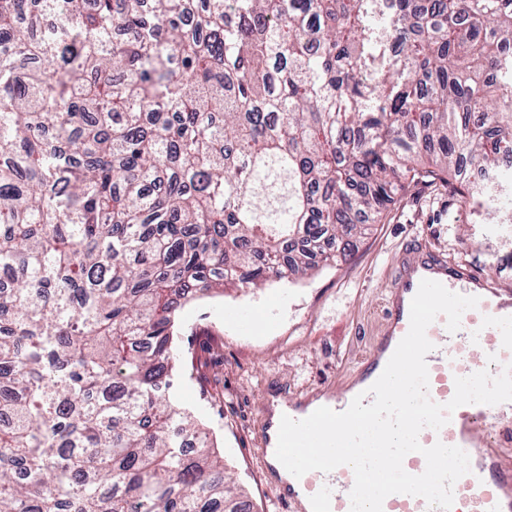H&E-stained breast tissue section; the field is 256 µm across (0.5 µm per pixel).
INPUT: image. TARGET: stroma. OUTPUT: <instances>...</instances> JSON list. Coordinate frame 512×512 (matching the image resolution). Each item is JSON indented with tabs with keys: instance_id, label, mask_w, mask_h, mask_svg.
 Returning a JSON list of instances; mask_svg holds the SVG:
<instances>
[{
	"instance_id": "35a3bbf8",
	"label": "stroma",
	"mask_w": 512,
	"mask_h": 512,
	"mask_svg": "<svg viewBox=\"0 0 512 512\" xmlns=\"http://www.w3.org/2000/svg\"><path fill=\"white\" fill-rule=\"evenodd\" d=\"M499 184L504 205L478 214L454 194L448 175L420 179L334 262L290 283L217 290L181 309L174 341L183 365L172 391L210 429L250 512H285L259 462L265 382H287L289 397L302 404L358 383L385 331L392 271L406 249L429 247L512 293V223L501 221L512 211V169ZM234 308L256 310L264 321L243 329L229 315Z\"/></svg>"
}]
</instances>
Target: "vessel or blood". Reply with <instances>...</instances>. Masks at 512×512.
<instances>
[{
  "mask_svg": "<svg viewBox=\"0 0 512 512\" xmlns=\"http://www.w3.org/2000/svg\"><path fill=\"white\" fill-rule=\"evenodd\" d=\"M431 279L448 290L479 299L467 310L457 331H449L445 317H437L426 335L434 348L426 355L428 395L444 404L455 392L456 378L481 370L500 374L512 364V301L485 285H474L452 275L440 255L415 248L407 251L395 276V291L386 313V329L369 362L360 390H367L381 375L398 343L410 326V304L421 280ZM498 420L494 406L466 404L458 407L440 430L423 429L421 445L435 443L457 446L470 458V471L453 486L452 512H512V453L477 443L479 429H493ZM279 424L266 419L260 436L261 465L279 501L293 512H350L354 472L342 465L331 472L311 471L301 484L282 478V465L275 456ZM383 512H433L420 497L393 494L383 502Z\"/></svg>",
  "mask_w": 512,
  "mask_h": 512,
  "instance_id": "vessel-or-blood-1",
  "label": "vessel or blood"
}]
</instances>
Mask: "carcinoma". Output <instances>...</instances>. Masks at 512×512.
<instances>
[{
  "mask_svg": "<svg viewBox=\"0 0 512 512\" xmlns=\"http://www.w3.org/2000/svg\"><path fill=\"white\" fill-rule=\"evenodd\" d=\"M506 156L512 0H0V512H245L183 304Z\"/></svg>",
  "mask_w": 512,
  "mask_h": 512,
  "instance_id": "cac0c4a2",
  "label": "carcinoma"
}]
</instances>
